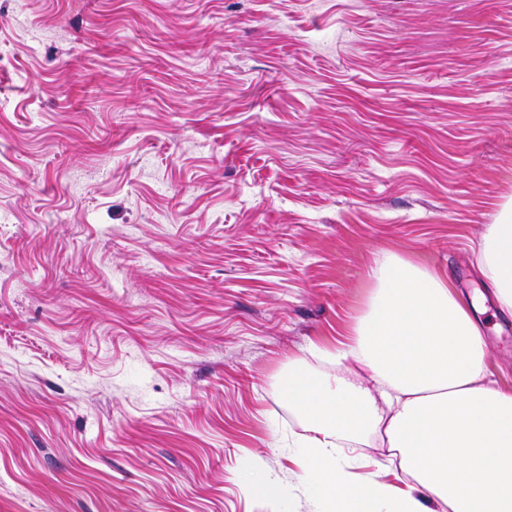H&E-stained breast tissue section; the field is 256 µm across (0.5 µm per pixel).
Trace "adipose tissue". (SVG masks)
Here are the masks:
<instances>
[{"label": "adipose tissue", "mask_w": 512, "mask_h": 512, "mask_svg": "<svg viewBox=\"0 0 512 512\" xmlns=\"http://www.w3.org/2000/svg\"><path fill=\"white\" fill-rule=\"evenodd\" d=\"M496 308L512 315V203L477 243ZM481 300L389 253L351 337L331 363L288 364L278 394L299 419L295 445L311 512H512V386L486 367ZM389 455L368 473L363 445Z\"/></svg>", "instance_id": "ef3b65f1"}]
</instances>
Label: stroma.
I'll list each match as a JSON object with an SVG mask.
<instances>
[{
    "instance_id": "stroma-1",
    "label": "stroma",
    "mask_w": 512,
    "mask_h": 512,
    "mask_svg": "<svg viewBox=\"0 0 512 512\" xmlns=\"http://www.w3.org/2000/svg\"><path fill=\"white\" fill-rule=\"evenodd\" d=\"M509 201L512 0H0V512H310L289 359ZM241 480L251 492L270 499H279L281 492L278 485L260 466L244 471Z\"/></svg>"
}]
</instances>
